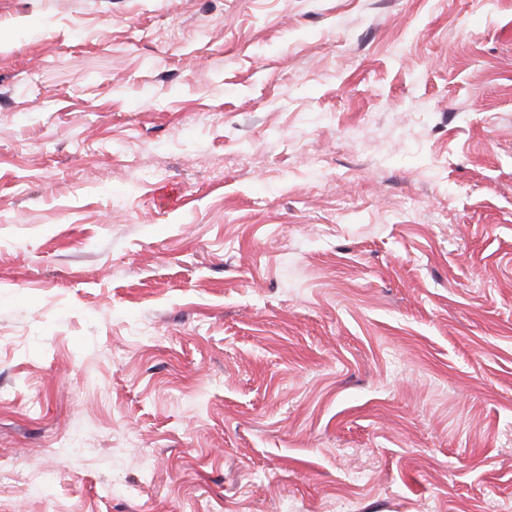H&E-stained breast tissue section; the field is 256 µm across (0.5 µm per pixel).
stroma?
<instances>
[{
	"instance_id": "obj_1",
	"label": "stroma",
	"mask_w": 512,
	"mask_h": 512,
	"mask_svg": "<svg viewBox=\"0 0 512 512\" xmlns=\"http://www.w3.org/2000/svg\"><path fill=\"white\" fill-rule=\"evenodd\" d=\"M512 512V0H0V512Z\"/></svg>"
}]
</instances>
